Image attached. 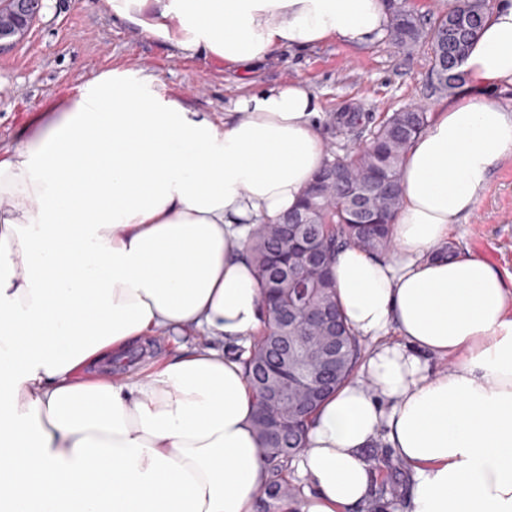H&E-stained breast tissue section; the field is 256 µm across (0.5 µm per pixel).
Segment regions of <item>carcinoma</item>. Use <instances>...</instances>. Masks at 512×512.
Returning a JSON list of instances; mask_svg holds the SVG:
<instances>
[{
  "mask_svg": "<svg viewBox=\"0 0 512 512\" xmlns=\"http://www.w3.org/2000/svg\"><path fill=\"white\" fill-rule=\"evenodd\" d=\"M389 39L401 47H412L427 40L431 50V73L434 88L453 92L464 84L463 62L478 37L490 10L489 0H452L448 15L434 21L425 20L397 2L387 0ZM429 113L403 109L378 121L370 112L355 107L336 113V131L342 135H366L365 146L356 154L334 153L314 176L304 197L295 208L307 214L325 262L318 270L307 273L305 282L296 284L272 266V255L288 251V238L282 224L260 225L248 244L262 289V307L266 327L254 339L250 355L244 361L245 376L255 394L254 423L264 450L268 479L256 492L260 512H297L299 490L290 480L291 462L305 447L312 413L320 405L315 397L293 418V426L281 443L272 447L267 440L268 416L289 415L288 406L305 398L304 384L316 365L315 354L331 335L339 343L340 360L335 382L327 389L332 393L355 375L363 352L360 338L339 311L329 268L339 251L348 245H361L382 255L391 242L390 225L400 199L398 167L411 141L430 125ZM343 172L344 182L329 180L330 169ZM308 307L336 312V332L327 326L318 328L300 349L295 376L284 375V403L268 404L267 390L274 379L267 376L276 347L282 337L293 334L292 312ZM389 481L372 489L368 512H383L382 500L394 494Z\"/></svg>",
  "mask_w": 512,
  "mask_h": 512,
  "instance_id": "cac0c4a2",
  "label": "carcinoma"
}]
</instances>
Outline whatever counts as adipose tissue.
Instances as JSON below:
<instances>
[{"label": "adipose tissue", "instance_id": "ef3b65f1", "mask_svg": "<svg viewBox=\"0 0 512 512\" xmlns=\"http://www.w3.org/2000/svg\"><path fill=\"white\" fill-rule=\"evenodd\" d=\"M109 3L244 71L388 24L384 0ZM462 69L400 165L392 250L353 245L332 268L374 348L314 415L299 512H364L361 450L380 436L412 474L403 512H512V289L480 257L440 254L512 156V109L489 98L512 89V0H495ZM320 117L300 82L218 121L151 71L115 69L0 156V512H256L267 473L241 351L264 323L245 243L323 166ZM163 333L199 342L132 377L88 374ZM431 357L448 371L429 374Z\"/></svg>", "mask_w": 512, "mask_h": 512}]
</instances>
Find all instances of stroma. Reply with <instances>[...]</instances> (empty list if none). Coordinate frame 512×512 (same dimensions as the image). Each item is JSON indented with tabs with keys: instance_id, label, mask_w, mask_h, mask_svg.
Masks as SVG:
<instances>
[{
	"instance_id": "35a3bbf8",
	"label": "stroma",
	"mask_w": 512,
	"mask_h": 512,
	"mask_svg": "<svg viewBox=\"0 0 512 512\" xmlns=\"http://www.w3.org/2000/svg\"><path fill=\"white\" fill-rule=\"evenodd\" d=\"M130 66L152 71L168 90L219 121L250 89L304 82L321 107L323 140L336 152L357 144L336 132L334 117L344 106L360 105L381 119L411 106L433 114L447 99L432 86L423 43L400 47L382 36L358 47L331 41L307 50L281 48L252 71H237L176 55L115 20L108 0H42L27 36L0 50V153L33 132L49 104L101 72ZM448 244L487 261L512 288V158L494 167L484 197Z\"/></svg>"
}]
</instances>
